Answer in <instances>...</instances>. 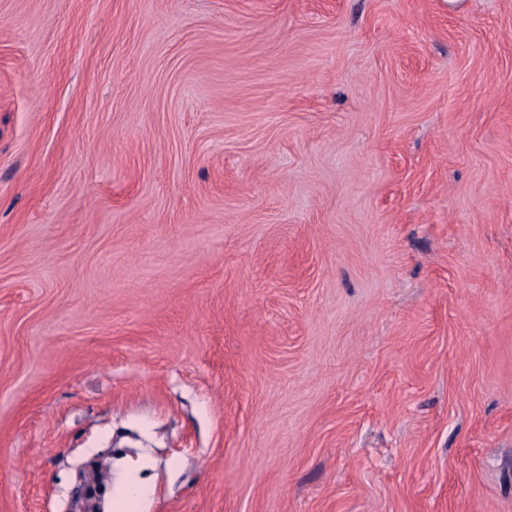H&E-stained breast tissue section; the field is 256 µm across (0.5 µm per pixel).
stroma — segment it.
I'll use <instances>...</instances> for the list:
<instances>
[{"mask_svg":"<svg viewBox=\"0 0 512 512\" xmlns=\"http://www.w3.org/2000/svg\"><path fill=\"white\" fill-rule=\"evenodd\" d=\"M85 469L512 512V0H0V512Z\"/></svg>","mask_w":512,"mask_h":512,"instance_id":"obj_1","label":"stroma"}]
</instances>
